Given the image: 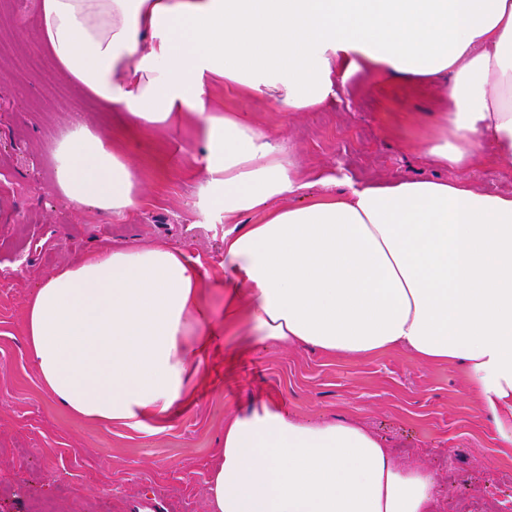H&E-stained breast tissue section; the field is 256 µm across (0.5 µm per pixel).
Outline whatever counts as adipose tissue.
I'll return each instance as SVG.
<instances>
[{
    "instance_id": "1",
    "label": "adipose tissue",
    "mask_w": 512,
    "mask_h": 512,
    "mask_svg": "<svg viewBox=\"0 0 512 512\" xmlns=\"http://www.w3.org/2000/svg\"><path fill=\"white\" fill-rule=\"evenodd\" d=\"M39 33L61 71L142 126L196 120L224 206L225 325L330 355L461 363L512 446V196L466 180L307 179L268 132L209 109L220 81L285 112L323 108L342 61L434 91L429 158L465 169L490 140L511 163L512 0H39ZM55 180L77 207L139 206L132 164L82 125L57 149ZM314 185L320 194L291 204ZM256 210L261 223H241ZM200 266L167 244L60 266L24 312L44 386L97 422L190 406L216 336ZM439 496L426 464L356 418L304 421L261 400L224 423L207 512H436Z\"/></svg>"
}]
</instances>
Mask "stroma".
Here are the masks:
<instances>
[{"label":"stroma","mask_w":512,"mask_h":512,"mask_svg":"<svg viewBox=\"0 0 512 512\" xmlns=\"http://www.w3.org/2000/svg\"><path fill=\"white\" fill-rule=\"evenodd\" d=\"M36 2L19 12L0 0V512H206L224 422L259 398L311 422L356 417L443 474L445 512L462 500L512 497V447L499 446L464 366L422 364L404 349L357 359L226 333L200 367L194 405L136 426L80 418L44 387L25 337L24 308L37 284L91 252L174 245L203 262L205 297L223 320L224 212L201 170L195 122L117 127L112 108L57 70ZM336 92L329 108L283 112L216 84L211 108L240 113L290 145L302 171L465 179L512 192V164L492 144L470 169L415 151L440 110L431 90L355 74ZM79 124L113 138L136 166L141 203L123 218L74 207L55 189V150Z\"/></svg>","instance_id":"35a3bbf8"}]
</instances>
